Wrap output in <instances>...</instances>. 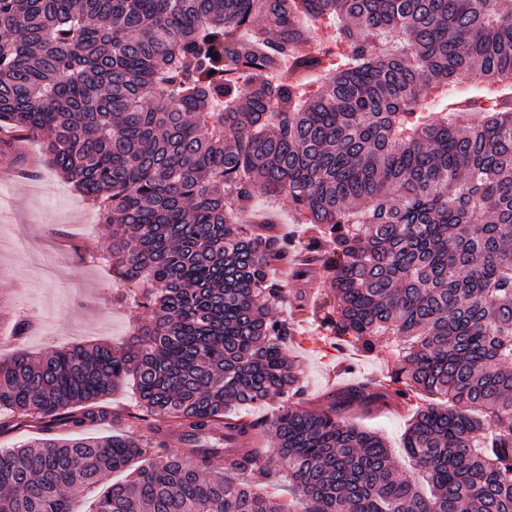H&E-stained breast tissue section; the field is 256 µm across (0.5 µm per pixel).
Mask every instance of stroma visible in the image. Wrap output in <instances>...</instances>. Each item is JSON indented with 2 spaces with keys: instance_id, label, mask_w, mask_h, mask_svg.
<instances>
[{
  "instance_id": "stroma-1",
  "label": "stroma",
  "mask_w": 512,
  "mask_h": 512,
  "mask_svg": "<svg viewBox=\"0 0 512 512\" xmlns=\"http://www.w3.org/2000/svg\"><path fill=\"white\" fill-rule=\"evenodd\" d=\"M257 216L270 218L294 250L305 251L309 235L288 197L257 196ZM23 230L31 249L49 247L56 259L51 271L38 273L18 261L12 251L13 234ZM107 231L97 214L50 164L41 138L28 139L22 152L0 153V303L9 304L12 314L28 319L31 329L23 340H11V325L0 322V363L17 350L39 357L53 348L75 342L105 343L119 347L142 323V309L126 300L127 288L113 277L105 263ZM289 296L276 307L277 317L293 327L298 338L288 354L299 363L300 382L310 406L325 407L337 389L354 382L385 385L393 364L384 347L366 353L355 346L337 348L334 333L322 327L312 309L327 300L330 284L318 287L308 281L288 282ZM107 417L86 423V436H104L137 429V400L131 386L112 391L101 402ZM412 407L379 406L371 412L353 408L349 422L378 432L386 441L400 474L411 475L413 465L403 449V438Z\"/></svg>"
}]
</instances>
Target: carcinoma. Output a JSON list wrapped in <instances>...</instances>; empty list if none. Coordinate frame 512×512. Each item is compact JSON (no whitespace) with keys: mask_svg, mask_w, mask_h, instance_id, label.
<instances>
[{"mask_svg":"<svg viewBox=\"0 0 512 512\" xmlns=\"http://www.w3.org/2000/svg\"><path fill=\"white\" fill-rule=\"evenodd\" d=\"M301 12L339 18L348 51L312 96ZM464 79L512 82V0H0V128L43 137L146 313L124 348L0 367V411L46 431L104 416L128 380L144 424L1 449L0 512H71L83 492L93 512H512V99L466 128L417 111ZM259 192L318 233L321 325L397 354L399 387L305 407L270 313L289 242L239 219ZM421 392L445 398L404 439L427 495L344 421ZM271 395L267 425L229 414ZM276 456L286 503L261 483Z\"/></svg>","mask_w":512,"mask_h":512,"instance_id":"carcinoma-1","label":"carcinoma"}]
</instances>
